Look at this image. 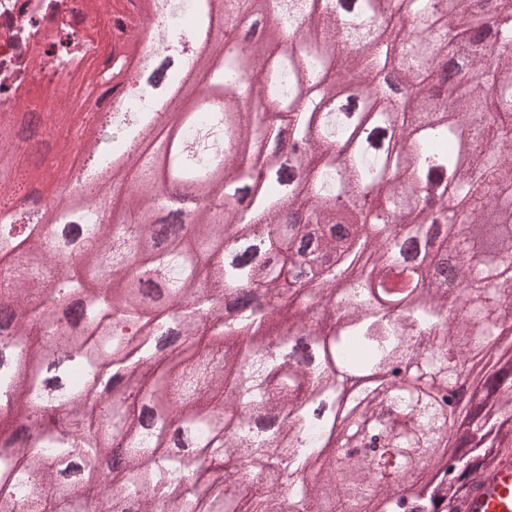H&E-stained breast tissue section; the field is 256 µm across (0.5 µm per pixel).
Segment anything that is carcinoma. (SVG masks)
Wrapping results in <instances>:
<instances>
[{
	"mask_svg": "<svg viewBox=\"0 0 512 512\" xmlns=\"http://www.w3.org/2000/svg\"><path fill=\"white\" fill-rule=\"evenodd\" d=\"M170 0L220 50L178 123L146 94L87 132L70 270L40 224L0 223V501L24 512H455L512 423V0ZM273 18L253 53L224 39ZM191 184L176 224L152 219ZM430 235L460 287L399 242ZM163 272L162 283L143 276ZM71 350L30 347L33 329ZM362 387L351 392L348 381ZM74 416L76 433L36 422ZM453 473L397 493L377 471Z\"/></svg>",
	"mask_w": 512,
	"mask_h": 512,
	"instance_id": "carcinoma-1",
	"label": "carcinoma"
}]
</instances>
